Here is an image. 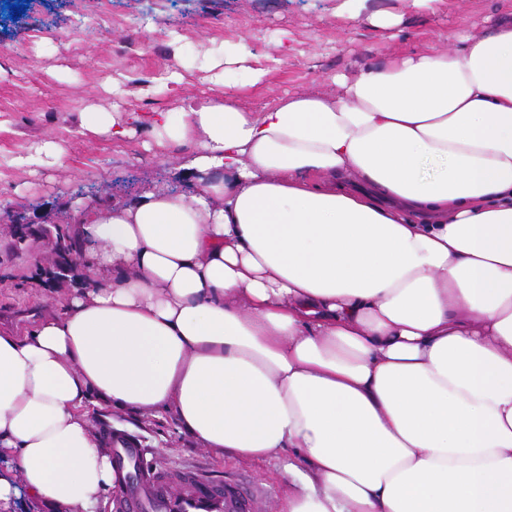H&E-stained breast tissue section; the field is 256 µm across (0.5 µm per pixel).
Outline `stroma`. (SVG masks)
<instances>
[{
	"label": "stroma",
	"mask_w": 512,
	"mask_h": 512,
	"mask_svg": "<svg viewBox=\"0 0 512 512\" xmlns=\"http://www.w3.org/2000/svg\"><path fill=\"white\" fill-rule=\"evenodd\" d=\"M342 0H28L19 18L0 16V327L24 329L54 311L68 289L57 278L75 265L77 246L57 251L50 227H67L70 203L94 206L130 199L148 185L178 179L181 151L140 128L121 140L80 126L84 112L175 110L214 96L219 88L202 58L247 42L246 65L269 74L238 90L239 106L259 112L284 93L339 96L341 80L423 46L451 49L458 32L478 37L487 17L512 14V0H372L400 17L377 28L354 18ZM183 80L141 88L166 70ZM120 91H113V82ZM58 152L41 166L14 167L12 157L44 142ZM91 426L109 424L137 437L148 463L191 469L215 483L225 472L269 490L266 512H280L288 488L287 455L243 460L200 447L173 412L130 413L91 408Z\"/></svg>",
	"instance_id": "stroma-1"
}]
</instances>
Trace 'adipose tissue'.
Segmentation results:
<instances>
[{
  "label": "adipose tissue",
  "instance_id": "adipose-tissue-1",
  "mask_svg": "<svg viewBox=\"0 0 512 512\" xmlns=\"http://www.w3.org/2000/svg\"><path fill=\"white\" fill-rule=\"evenodd\" d=\"M342 87L131 113L194 188L73 207L84 285L0 328V455L39 512L123 489L90 403L289 454L281 512H512V18Z\"/></svg>",
  "mask_w": 512,
  "mask_h": 512
}]
</instances>
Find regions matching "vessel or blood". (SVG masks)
<instances>
[{
  "instance_id": "obj_1",
  "label": "vessel or blood",
  "mask_w": 512,
  "mask_h": 512,
  "mask_svg": "<svg viewBox=\"0 0 512 512\" xmlns=\"http://www.w3.org/2000/svg\"><path fill=\"white\" fill-rule=\"evenodd\" d=\"M106 439L116 466L139 472L127 488L124 512H260L265 491L259 486L232 478L218 487L190 470L146 471L142 450L133 440L112 433Z\"/></svg>"
}]
</instances>
